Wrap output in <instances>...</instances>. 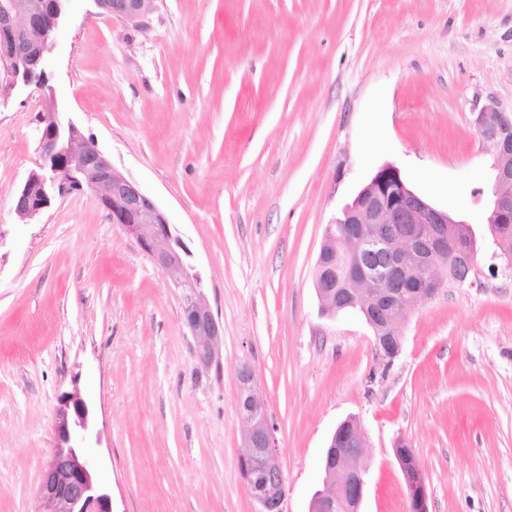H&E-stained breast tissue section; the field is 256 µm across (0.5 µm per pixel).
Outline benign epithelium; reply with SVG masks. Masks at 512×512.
Instances as JSON below:
<instances>
[{"label": "benign epithelium", "mask_w": 512, "mask_h": 512, "mask_svg": "<svg viewBox=\"0 0 512 512\" xmlns=\"http://www.w3.org/2000/svg\"><path fill=\"white\" fill-rule=\"evenodd\" d=\"M154 0H94L102 12L139 25ZM64 17L63 0H0V106L32 88L53 100L46 63ZM479 140L493 156L494 178L489 224H512V114L491 101L478 111ZM41 161L15 191L14 212L27 222L57 197L93 191L112 223L135 239L140 250L165 274L182 301L184 324L196 340L195 356L205 367L221 368L218 346L223 327L210 308L204 280L185 257L191 250L165 211L137 183L123 175L70 118L54 105L41 117ZM79 178L70 179L71 173ZM456 223L412 190L392 163L378 168L343 218L325 225L316 260L314 288L320 313L334 317L352 307L374 329L378 355L390 365L402 351L401 325L418 306L452 284L478 281L480 269L470 240L449 231ZM348 224L341 239L336 225ZM360 258L384 254L381 266L357 265L351 288L332 302L336 274L334 249ZM238 418L243 435L239 469L258 512H284L286 478L276 448L275 427L255 372L245 363L237 372ZM55 447L47 459L38 496L47 512H113L112 493L99 477L101 431L93 408L80 389V376L58 397L53 423ZM367 434L356 419L341 423L322 457V470L336 476L312 497L320 512H364L368 474ZM394 454L410 491L409 512H429L424 473L414 449L396 441Z\"/></svg>", "instance_id": "1"}]
</instances>
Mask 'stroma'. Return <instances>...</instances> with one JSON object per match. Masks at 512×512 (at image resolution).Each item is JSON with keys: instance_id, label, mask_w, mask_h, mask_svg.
I'll return each instance as SVG.
<instances>
[{"instance_id": "obj_1", "label": "stroma", "mask_w": 512, "mask_h": 512, "mask_svg": "<svg viewBox=\"0 0 512 512\" xmlns=\"http://www.w3.org/2000/svg\"><path fill=\"white\" fill-rule=\"evenodd\" d=\"M50 83L192 251L222 366L198 363L179 295L94 192L18 221L46 110L21 91L0 110V512H40L75 375L115 512H257L238 470L244 362L276 426L285 512H308L351 417L369 439L365 512H408L399 439L429 512H512V269L474 125L488 102L512 108V0H155L139 26L69 0ZM385 163L472 225L484 271L411 312L388 367L361 319L320 316L314 289L325 225ZM401 439L394 446V454L410 491L409 512H429L428 495L424 473L413 448Z\"/></svg>"}]
</instances>
